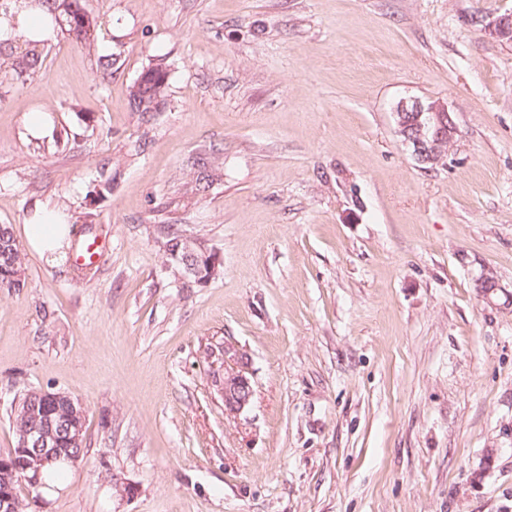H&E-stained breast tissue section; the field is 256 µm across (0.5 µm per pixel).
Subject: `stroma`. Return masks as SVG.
I'll return each instance as SVG.
<instances>
[{"label":"stroma","mask_w":512,"mask_h":512,"mask_svg":"<svg viewBox=\"0 0 512 512\" xmlns=\"http://www.w3.org/2000/svg\"><path fill=\"white\" fill-rule=\"evenodd\" d=\"M83 4L94 50L61 33L0 81V224L23 241L49 205L105 244L0 290V455L27 391L87 408L83 460L24 512H512V43L484 31L512 0ZM158 59L164 105L134 112ZM408 97L458 127L434 167ZM169 224L210 281L167 261ZM394 114L399 134L416 160L423 165L438 164L441 148L450 145L457 135V125L448 108L439 101L403 98L395 105ZM164 241V243L170 244L171 248L173 249L180 248V253L182 251L181 255L178 254V251L171 254L168 247L160 242L161 248L163 252H165L168 259L181 269L185 277L193 279L196 283H204L212 279L213 276L217 273L220 259L216 256L215 253L204 252L199 247H197L192 240H183V236L176 232H172L171 234L168 233ZM200 258L208 259L209 265L210 276L203 280H199V277L203 274L198 268V260ZM220 392L226 413L242 412L251 403L253 387L250 379L237 368H224V378L220 382Z\"/></svg>","instance_id":"obj_1"}]
</instances>
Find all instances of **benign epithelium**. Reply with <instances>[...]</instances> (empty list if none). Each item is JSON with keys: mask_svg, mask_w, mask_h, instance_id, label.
I'll use <instances>...</instances> for the list:
<instances>
[{"mask_svg": "<svg viewBox=\"0 0 512 512\" xmlns=\"http://www.w3.org/2000/svg\"><path fill=\"white\" fill-rule=\"evenodd\" d=\"M490 35L502 42H512V15L505 14L488 25ZM394 114L399 134L416 160L423 165L441 161V148L451 144L457 135V125L448 108L439 101L424 102L418 98L401 99ZM163 252L179 267L184 276L199 281L198 260H208L209 273L215 275L220 259L214 253L201 250L190 240H184L182 253H172L166 245ZM224 411L242 412L251 403L253 387L240 370L224 369L220 382ZM46 401L25 406L16 449L0 456V512H18L19 504L11 491L12 482L20 477L36 487L44 467L65 457L76 462L73 450L82 447L83 422L86 408L83 402L63 392H43Z\"/></svg>", "mask_w": 512, "mask_h": 512, "instance_id": "benign-epithelium-1", "label": "benign epithelium"}]
</instances>
